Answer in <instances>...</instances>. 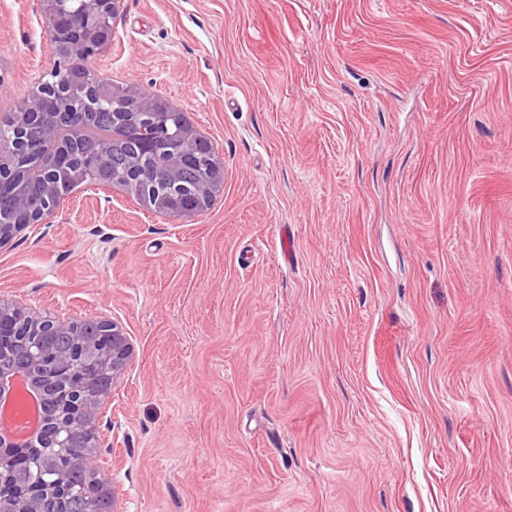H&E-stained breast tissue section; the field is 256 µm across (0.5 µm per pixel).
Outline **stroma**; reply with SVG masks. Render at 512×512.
<instances>
[{
	"label": "stroma",
	"mask_w": 512,
	"mask_h": 512,
	"mask_svg": "<svg viewBox=\"0 0 512 512\" xmlns=\"http://www.w3.org/2000/svg\"><path fill=\"white\" fill-rule=\"evenodd\" d=\"M93 66L213 144L211 205L80 185L0 298L134 346L116 512H512V0H121ZM0 0V113L54 65Z\"/></svg>",
	"instance_id": "obj_1"
}]
</instances>
